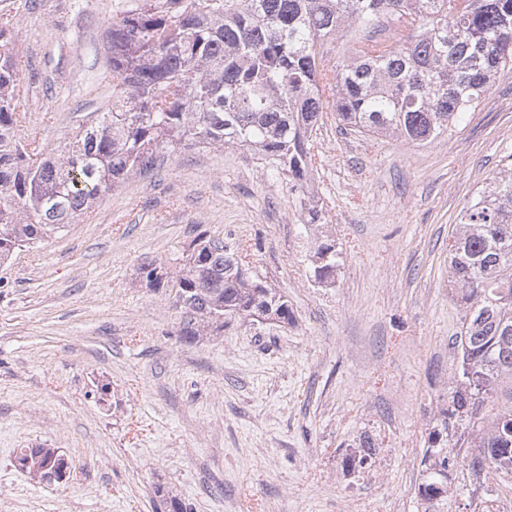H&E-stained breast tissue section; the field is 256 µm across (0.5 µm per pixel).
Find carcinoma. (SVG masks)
I'll use <instances>...</instances> for the list:
<instances>
[{"instance_id":"carcinoma-1","label":"carcinoma","mask_w":512,"mask_h":512,"mask_svg":"<svg viewBox=\"0 0 512 512\" xmlns=\"http://www.w3.org/2000/svg\"><path fill=\"white\" fill-rule=\"evenodd\" d=\"M387 18L411 28L376 52L355 51L336 72L333 98L320 82L323 42ZM0 29V261L23 244L60 234L103 192L154 167L163 151L243 147L304 191L310 142L324 112L362 134L428 143L512 70V0H138L112 22L107 50L112 106L78 125L57 160L31 162L33 139L17 135L18 71ZM181 256L178 301L193 340L236 316L289 323L288 299L262 288L237 246L198 234ZM454 290L465 304L457 336V386L429 436L417 497L448 512L449 431L471 430L462 459L478 475L512 474V408L495 405L512 379V155L483 184L448 239ZM340 253L321 242L314 275L334 282ZM149 288L158 267L142 269ZM346 466H363L366 434Z\"/></svg>"}]
</instances>
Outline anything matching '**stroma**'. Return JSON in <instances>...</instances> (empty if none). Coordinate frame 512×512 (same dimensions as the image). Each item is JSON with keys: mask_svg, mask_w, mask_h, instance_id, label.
Instances as JSON below:
<instances>
[{"mask_svg": "<svg viewBox=\"0 0 512 512\" xmlns=\"http://www.w3.org/2000/svg\"><path fill=\"white\" fill-rule=\"evenodd\" d=\"M134 0H0L20 62L19 135L59 155L112 103L107 33ZM308 191L235 146L166 154L58 236L0 263V512H422L428 438L457 384L463 306L448 239L512 154V73L432 143L364 136L324 113ZM321 212L308 225L307 210ZM252 248L293 321L247 316L189 342L174 288L199 233ZM332 239V284L311 259ZM371 467L344 459L360 434ZM56 448L66 480L15 466ZM448 512H499L512 476L449 472Z\"/></svg>", "mask_w": 512, "mask_h": 512, "instance_id": "35a3bbf8", "label": "stroma"}]
</instances>
